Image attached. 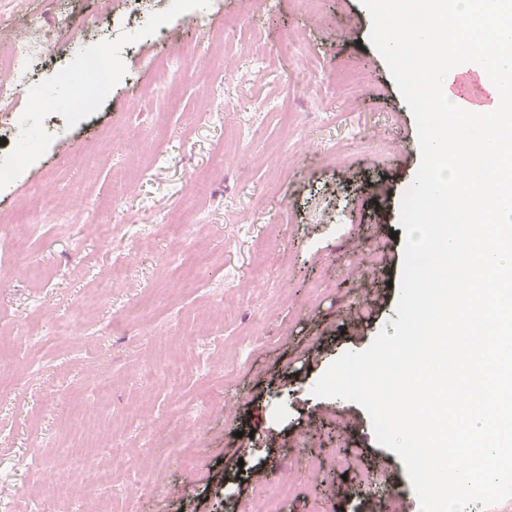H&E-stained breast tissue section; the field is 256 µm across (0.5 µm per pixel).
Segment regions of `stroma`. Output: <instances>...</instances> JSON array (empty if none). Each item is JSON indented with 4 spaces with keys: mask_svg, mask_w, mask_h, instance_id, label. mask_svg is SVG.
<instances>
[{
    "mask_svg": "<svg viewBox=\"0 0 512 512\" xmlns=\"http://www.w3.org/2000/svg\"><path fill=\"white\" fill-rule=\"evenodd\" d=\"M187 40L222 31L223 52L201 42L192 71L169 91L134 99L158 80L166 52L158 15ZM95 20L72 41L55 28ZM48 28L34 66L43 92L72 97L59 71L80 80L82 60L108 51L120 76L93 111H17L39 134L28 162L0 183V214L50 181L56 196L41 229L0 236V512H29L39 492L51 512H80L69 496L73 461L113 440L155 463L141 496L125 476L108 489L112 512H226L248 503L274 467L298 472L285 512H411L416 494L398 455L376 442L366 411L312 388L349 350L367 348L396 319L404 241L400 201L420 165L415 119L368 40L360 0H26L0 20V51L16 23ZM87 26V25H86ZM362 87L341 92L345 68ZM120 129L126 148L113 146ZM68 143L67 155L58 152ZM81 207H69L73 191ZM385 205L383 217L371 196ZM112 224L103 241L90 230ZM136 255L118 288L85 305L115 253ZM379 251L377 270H354L355 253ZM27 267L10 270L12 252ZM195 277L189 290L179 283ZM75 333L56 335L59 320ZM196 349L204 368L174 383L156 375L164 356ZM141 399L147 421L128 424ZM323 472L306 473L305 448ZM362 449L363 467L332 462L336 444ZM193 457L192 469L182 465ZM376 484L364 496L361 479Z\"/></svg>",
    "mask_w": 512,
    "mask_h": 512,
    "instance_id": "obj_1",
    "label": "stroma"
}]
</instances>
